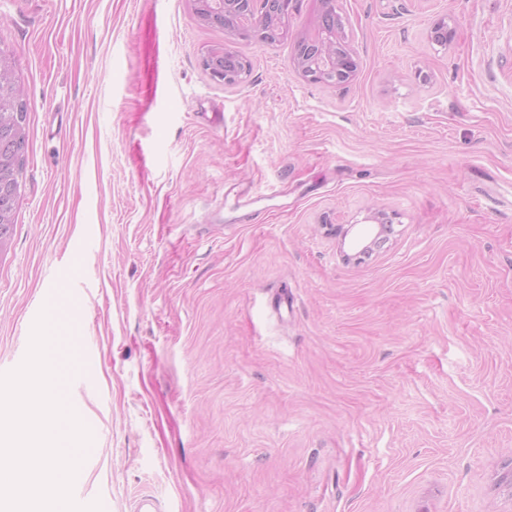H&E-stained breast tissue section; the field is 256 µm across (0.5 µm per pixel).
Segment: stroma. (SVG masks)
Masks as SVG:
<instances>
[{"label":"stroma","instance_id":"1","mask_svg":"<svg viewBox=\"0 0 512 512\" xmlns=\"http://www.w3.org/2000/svg\"><path fill=\"white\" fill-rule=\"evenodd\" d=\"M335 5L350 83L295 70L302 0L227 87L190 0H0L29 99L0 373L49 308L84 503L512 512V0Z\"/></svg>","mask_w":512,"mask_h":512}]
</instances>
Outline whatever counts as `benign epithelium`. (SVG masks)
I'll return each mask as SVG.
<instances>
[{
  "label": "benign epithelium",
  "instance_id": "1",
  "mask_svg": "<svg viewBox=\"0 0 512 512\" xmlns=\"http://www.w3.org/2000/svg\"><path fill=\"white\" fill-rule=\"evenodd\" d=\"M194 6L211 4L218 10L212 16H202L200 20L206 24H216L225 28L229 39L221 45L209 48L201 58L203 68L212 78L224 83L227 87L247 82L251 75V62L239 55L241 66L232 72L214 70L210 67V59L223 54L234 53L233 36L244 37L258 31L261 39L267 43H275L288 36V17L299 0H281L283 9L269 20L256 10L258 0H192ZM357 53L345 44L340 32L316 31L310 37H301L297 41V54L294 66L307 80L334 87L348 83L357 72ZM28 108V98L20 84L14 85L13 99L8 104L0 105V146L9 147L5 152L0 149V253L11 243V232L15 222V202L17 188L13 162L25 146L27 131L24 125L15 118L14 113Z\"/></svg>",
  "mask_w": 512,
  "mask_h": 512
}]
</instances>
